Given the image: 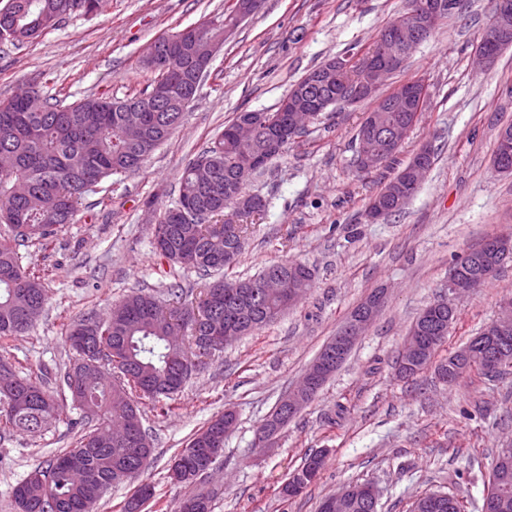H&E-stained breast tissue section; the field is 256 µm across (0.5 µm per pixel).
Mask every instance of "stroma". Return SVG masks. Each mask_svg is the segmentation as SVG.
<instances>
[{
    "label": "stroma",
    "mask_w": 512,
    "mask_h": 512,
    "mask_svg": "<svg viewBox=\"0 0 512 512\" xmlns=\"http://www.w3.org/2000/svg\"><path fill=\"white\" fill-rule=\"evenodd\" d=\"M231 0H103L92 17L72 16L51 33L19 46L0 45V101L31 83L49 99L74 102L88 94L123 99L145 87L143 51L175 32L223 11ZM408 0H262L214 57L210 74L182 125L139 171L105 179L87 196L76 223L60 228L47 248L25 261L50 272L49 301L34 330L11 340L15 371L51 389L74 354L65 331L74 320L105 315L136 288L198 303V272L174 268L155 250L145 204L171 205L184 166L242 111L271 112L309 69L352 47L370 45ZM492 16L491 0H464L459 14L390 75L374 98L328 108L308 132L248 185L266 208L245 242L230 279H248L276 261L315 271L311 291L275 323L229 342L184 384L163 414L140 403L153 443L144 481L156 496L143 512H171L184 487L171 484V461L213 416L233 409L234 430L205 487L214 512H318L342 487L369 482L378 512H408L419 495L441 491L481 512L497 452L512 441V372L464 375L439 382L427 369L400 379L395 361L408 328L430 302L445 295L457 260L499 237H512V175L493 168L496 137L512 124V48L491 70L474 65L476 46ZM421 78L429 99L397 156L412 161L431 146L434 162L404 209L375 222L371 198L396 167L370 172L355 165L356 130L378 98ZM385 303L349 358L270 448L256 445L268 413L299 381L352 310L372 293ZM512 296V262L485 286L451 296L456 310L438 357L463 347ZM68 422L34 436L0 441V512H16L13 487L47 467L78 439ZM326 451L319 478L285 500L282 486L308 455Z\"/></svg>",
    "instance_id": "35a3bbf8"
}]
</instances>
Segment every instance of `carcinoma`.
I'll list each match as a JSON object with an SVG mask.
<instances>
[{
  "instance_id": "obj_1",
  "label": "carcinoma",
  "mask_w": 512,
  "mask_h": 512,
  "mask_svg": "<svg viewBox=\"0 0 512 512\" xmlns=\"http://www.w3.org/2000/svg\"><path fill=\"white\" fill-rule=\"evenodd\" d=\"M95 0H7L0 9V43L20 45L37 40L72 15L93 14ZM229 10L204 17L200 28L206 40H218L223 29L211 23L224 21ZM386 44L377 39L366 48L349 49L342 56L348 63L341 80L329 84L308 85L303 100H321L325 107L344 103L354 94V84L361 77L360 65L370 56L384 52ZM194 73L190 54L172 53L166 68L154 71L155 77L132 96L115 101L107 97L86 96L67 105L50 103L41 90L30 89L0 101V214L14 212L18 220L8 224L11 235L0 236V339L29 333L28 322L17 303L20 293L44 304L48 300V276L22 264L19 247L47 245L65 224H73L90 194L80 183L88 178L101 183L111 175L138 170L159 145L165 142L182 120L183 113L171 112L150 102L156 81L162 78L190 79ZM135 105L142 112H121L119 105ZM139 117L145 125L146 138L136 143L123 135L124 121ZM248 118L254 124L249 142L236 140L230 129L234 120L215 133L198 157L211 160L215 185L204 188L195 183L193 164H188L178 180V194L188 195L192 207L176 220L169 219L170 208L161 211V223L154 225L153 236L166 237L169 261L183 269L199 273L213 272L217 278L204 286L203 296L219 295L221 329L237 336L249 335L270 325L284 312L282 296L265 293L260 278L247 280L249 294L224 287V272L232 265L224 263V254L239 256L249 225L239 224L233 237L214 230L212 225L224 216L223 205L213 204L214 192H224L237 183V172L250 170L257 175L265 167H254V159L272 161L288 148L284 143L268 153L272 126L288 125L286 112L243 111L235 120ZM414 113L393 91L381 98L361 122L357 137L367 129L384 128L399 123L411 124ZM411 165L401 168L376 197H387L405 181L415 182ZM159 298L138 288L103 317H89L76 322L66 333V342L77 358L63 375V388L70 393L72 406L82 413L84 428L77 447L82 449L81 466L89 479L78 481L71 468L75 449L58 455L47 468L34 470L19 482L13 496L18 512H93L95 503L120 477L131 481L148 468L151 446L135 454L136 445L112 441V424L126 422L141 440H148L138 407L142 397H170L187 379L183 362L208 357L211 352L199 343L204 328L194 321L193 312L170 307V315L155 312ZM18 386L28 390L32 400L19 408L11 394L0 389V433L37 434L63 420L64 405L38 378L14 375ZM80 395H75L74 389ZM224 452V417L216 416L200 428L174 460L182 462L189 476L172 481L193 487L175 505V512H212V492L201 487L206 471ZM508 498L506 512H512V472L498 482L490 479L482 512H498L492 503ZM410 512H466L455 496L438 505L433 494L426 493L412 505Z\"/></svg>"
}]
</instances>
